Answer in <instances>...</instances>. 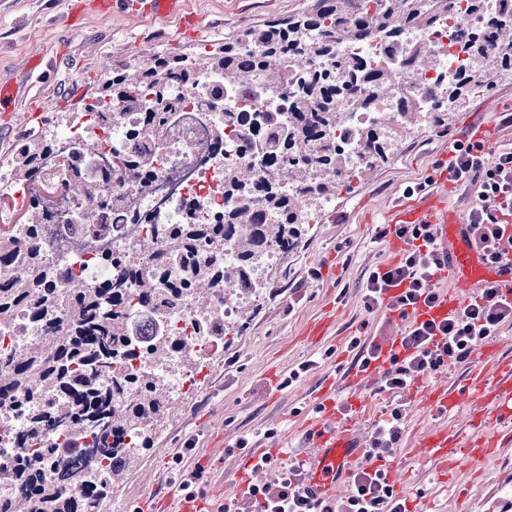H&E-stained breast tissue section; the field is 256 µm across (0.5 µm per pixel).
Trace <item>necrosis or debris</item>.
Listing matches in <instances>:
<instances>
[{
	"mask_svg": "<svg viewBox=\"0 0 512 512\" xmlns=\"http://www.w3.org/2000/svg\"><path fill=\"white\" fill-rule=\"evenodd\" d=\"M480 22L465 9H458L433 30L412 28L405 31L393 50H386L379 34H371L359 43L338 41L335 54L358 57L369 71L386 70L400 77L404 98L376 96L362 110L348 109L346 126L356 130L387 124L404 140L414 126L429 124L437 102L448 95V77L459 63L455 56L453 34L461 26ZM420 50L431 66L410 71L405 58ZM215 80L209 72H200L192 88L176 87V111L164 135L154 141L139 142L130 136L142 113L128 110L116 122L102 121L94 112H79L68 121L50 120L45 132L57 149L56 166L47 176L18 182L11 169L0 166V232L13 231L20 216L32 204L43 214L40 237L50 260L68 266L72 275L90 282L102 280L106 271L100 265L104 253L139 255L142 246L162 248L157 233L165 224H215L222 221L226 209L235 203L224 190V169L250 167L262 176L264 163L259 155L241 152L247 133L222 123L223 110L288 114L287 94L268 89L264 79H254L251 91L240 94L233 85H225L222 99H215ZM415 111L413 125L401 120L404 106ZM138 151L151 159L150 175L145 181H113L112 209L104 213L95 230H83L75 224L76 214L88 209L87 201L68 193L64 172L71 159L81 158L88 178H96L104 165L117 164L119 158ZM200 316L193 300L174 308L166 322L169 335L183 343V357L190 367L158 363L154 372L167 387L166 403L185 398L201 378L205 364L221 357L224 339L198 333Z\"/></svg>",
	"mask_w": 512,
	"mask_h": 512,
	"instance_id": "1",
	"label": "necrosis or debris"
}]
</instances>
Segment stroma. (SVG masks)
<instances>
[{"label":"stroma","mask_w":512,"mask_h":512,"mask_svg":"<svg viewBox=\"0 0 512 512\" xmlns=\"http://www.w3.org/2000/svg\"><path fill=\"white\" fill-rule=\"evenodd\" d=\"M76 0H0V79L17 88L16 110L40 96L48 112H73L92 97L102 64L131 67L151 55L195 53L198 43L180 39L178 21L140 18L117 10L85 11L73 19ZM312 0H187L188 9L211 27V48L243 30L284 20L310 7ZM492 123L490 153L512 149V79L502 77L491 88L472 92L463 107L450 112L444 124L416 128L387 162L337 197L320 223L309 225L281 267L267 273L263 301L246 303L248 322L224 339V362L192 399L156 431L150 448L119 483L112 512H132L146 496L179 495L171 465L181 458L191 472L202 457L212 456L199 487L234 493L240 454L229 453L240 436L257 448L284 440L299 448L304 421L315 411V398L326 381L336 385L339 412L350 416L352 399L363 404V435L383 419L388 393L379 380L350 383L351 337L381 335L392 314L365 311L361 288L369 270L391 261L388 241L376 240L374 216L423 183L451 140ZM330 326L321 342H310L308 327L321 320ZM311 368L288 388L278 381L304 361ZM421 386L408 394L404 433L395 452L408 479L400 499L409 512H512V439L486 459L466 462L451 476H442L436 460L418 452L427 431L436 426L467 429L468 415L444 413L426 406ZM223 432L224 449L211 436Z\"/></svg>","instance_id":"35a3bbf8"}]
</instances>
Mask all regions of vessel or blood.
Returning <instances> with one entry per match:
<instances>
[{"label": "vessel or blood", "instance_id": "1", "mask_svg": "<svg viewBox=\"0 0 512 512\" xmlns=\"http://www.w3.org/2000/svg\"><path fill=\"white\" fill-rule=\"evenodd\" d=\"M183 0H93L99 10L123 8L134 14L165 17L180 10ZM435 185L441 191L423 195L409 202H399L385 215L389 224H434L439 229V245L447 258V268L455 278L453 288L442 290L433 309H420L418 319H440L458 311L469 295L481 288L498 284L512 289V247L501 253L493 265H486L481 249L471 238L467 224L450 211L444 194L451 182L447 170L434 173ZM425 401L436 409L448 412L467 408L474 419L469 434L447 428L430 431L421 446L447 473L462 462L477 461L494 454L505 425L512 424V363L498 359L492 350H484L480 361L470 372L467 383L450 392L439 385L425 391ZM309 444L304 455V487L317 500L333 499L341 494L339 479L360 468L385 473L389 483L401 487L397 460H367L362 433L356 420L339 417L336 393L323 386L317 397L316 414L303 425ZM224 501L211 495L182 498L176 512H222Z\"/></svg>", "mask_w": 512, "mask_h": 512}]
</instances>
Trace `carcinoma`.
<instances>
[{
	"label": "carcinoma",
	"mask_w": 512,
	"mask_h": 512,
	"mask_svg": "<svg viewBox=\"0 0 512 512\" xmlns=\"http://www.w3.org/2000/svg\"><path fill=\"white\" fill-rule=\"evenodd\" d=\"M453 4L454 0H379L378 9L367 17L359 12L358 0H314L303 13L247 28L206 54L151 56L132 70L106 67L94 100L109 99L114 109L107 115L116 121L127 108L143 110L145 99L156 97V109L146 113L132 137L157 139L170 120L173 83L188 87L200 71L208 70L222 72L224 82L246 88L261 72L277 87L288 83L290 76L275 69V61L297 51L312 30L318 32L320 51L328 53L340 40L360 42L374 31L393 41L408 28H434ZM468 9L486 15V21L456 33L465 66L479 76L490 74L483 80L487 86L495 78L512 76V0H497L494 9L487 0H470ZM248 43L263 51L244 55ZM338 70L347 75L346 81H336ZM474 87L467 78L449 84L448 108L463 103ZM399 92L389 72H369L361 60L346 57L335 60L330 69L308 68L289 94L291 112L286 120L224 113V122L247 128L249 143L264 157L263 180H254L243 168H226L225 188L237 206L224 214V223L165 225L163 248L144 250L140 262L106 253L102 261L114 275L96 285L42 258L37 225L43 216L38 204L30 207L25 230L0 234V319L22 305L31 322L42 329L37 342L0 354V417L20 415L26 420L25 429L15 437L16 451L0 458V483L14 487L12 495L0 496V512H104L112 486L150 447L157 422L174 410L163 402L164 381L134 364L164 362L181 352V341L162 333L145 334L144 326L130 320L129 309L137 306L146 318L155 320L187 296L203 305L207 291L218 282L235 297L268 247L285 252L295 248L304 229L303 208L320 196L338 193L336 180L347 165L349 141L345 113L337 109L339 101L348 95L353 105L361 107L377 94ZM331 128L344 130L343 136L326 138ZM313 141L322 143L315 157L303 150ZM354 141L366 147L371 169L388 159L394 145L382 127L358 133ZM54 164L52 146L34 132L20 145L11 170L17 178L32 181ZM150 168L151 161L143 154L122 160L124 177L131 181L147 180ZM282 181L305 186L308 196L290 199L280 190ZM65 183L74 195L97 201L101 209L112 206V196L103 190L112 184L110 169L101 171L100 179L89 180L75 162L68 166ZM226 238L232 239L238 252L237 264L222 266L199 259L201 242L220 243ZM122 390L133 392V403L112 404V393ZM50 431L65 435L66 444L33 447ZM88 435L93 447L84 448L81 440ZM127 437L136 439V447H126ZM76 452L97 456L99 462L75 469L63 464ZM114 458L123 459L121 465L101 464ZM61 464L65 481L48 479L49 468Z\"/></svg>",
	"instance_id": "cac0c4a2"
}]
</instances>
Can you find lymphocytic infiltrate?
Segmentation results:
<instances>
[{
    "mask_svg": "<svg viewBox=\"0 0 512 512\" xmlns=\"http://www.w3.org/2000/svg\"><path fill=\"white\" fill-rule=\"evenodd\" d=\"M453 182L474 184L478 198L468 214L474 243L487 262H495L501 241L512 244L507 226L512 223V151L488 154L483 142L455 141L448 161ZM437 230L429 224H381L376 239L396 237L405 248L396 263L372 270L361 289L365 311L390 306L400 313L433 306L444 265L436 246ZM396 296H389V289ZM512 324V295L499 285L481 289L456 315L442 320L413 321L399 329L398 350L384 351L381 343L352 337L348 348L353 365L363 371L371 362L388 358L391 367L382 377L389 392L387 415L375 428L367 453L373 458L391 456L403 435L406 395L417 381L427 379L466 361L479 346ZM303 464L294 459L280 482L250 485L241 497L231 499L224 512H407L379 472L357 470L351 477L349 495L334 501L316 502L302 488Z\"/></svg>",
    "mask_w": 512,
    "mask_h": 512,
    "instance_id": "obj_1",
    "label": "lymphocytic infiltrate"
}]
</instances>
